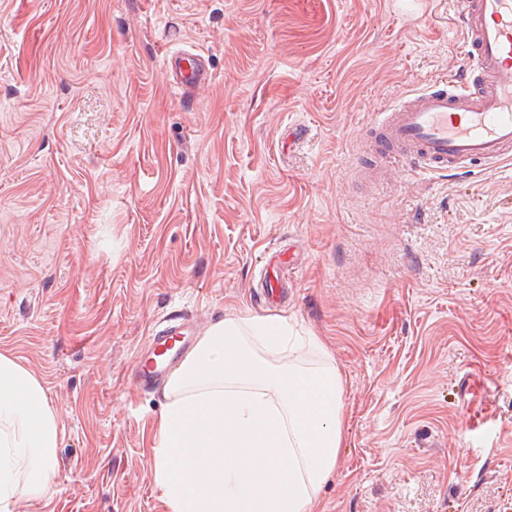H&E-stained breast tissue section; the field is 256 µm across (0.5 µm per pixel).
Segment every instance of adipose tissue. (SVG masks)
Instances as JSON below:
<instances>
[{
    "label": "adipose tissue",
    "mask_w": 512,
    "mask_h": 512,
    "mask_svg": "<svg viewBox=\"0 0 512 512\" xmlns=\"http://www.w3.org/2000/svg\"><path fill=\"white\" fill-rule=\"evenodd\" d=\"M284 316L211 325L154 421L164 512H318L343 437L342 378ZM61 427L26 367L0 354V512L47 496Z\"/></svg>",
    "instance_id": "adipose-tissue-1"
}]
</instances>
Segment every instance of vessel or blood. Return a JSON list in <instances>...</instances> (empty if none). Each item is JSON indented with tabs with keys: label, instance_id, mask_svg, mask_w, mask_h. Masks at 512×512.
Segmentation results:
<instances>
[{
	"label": "vessel or blood",
	"instance_id": "obj_1",
	"mask_svg": "<svg viewBox=\"0 0 512 512\" xmlns=\"http://www.w3.org/2000/svg\"><path fill=\"white\" fill-rule=\"evenodd\" d=\"M448 2L466 40L467 68L375 113L365 143L374 156L402 158L423 173L512 158V0ZM165 67L188 105L210 78L198 52L167 55ZM192 342L191 326L160 330L135 362L133 380L147 389L159 384Z\"/></svg>",
	"mask_w": 512,
	"mask_h": 512
}]
</instances>
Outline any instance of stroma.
I'll return each instance as SVG.
<instances>
[{"label": "stroma", "mask_w": 512, "mask_h": 512, "mask_svg": "<svg viewBox=\"0 0 512 512\" xmlns=\"http://www.w3.org/2000/svg\"><path fill=\"white\" fill-rule=\"evenodd\" d=\"M175 50L209 61L189 109ZM466 58L448 0H0V353L63 430L17 512H163L164 390L130 367L153 331L269 314L344 379L321 512H512V160L364 155Z\"/></svg>", "instance_id": "obj_1"}]
</instances>
